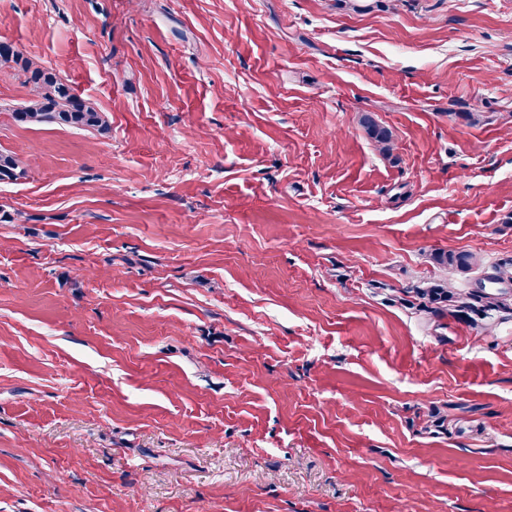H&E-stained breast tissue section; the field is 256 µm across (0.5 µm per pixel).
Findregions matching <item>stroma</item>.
I'll return each instance as SVG.
<instances>
[{
    "instance_id": "35a3bbf8",
    "label": "stroma",
    "mask_w": 512,
    "mask_h": 512,
    "mask_svg": "<svg viewBox=\"0 0 512 512\" xmlns=\"http://www.w3.org/2000/svg\"><path fill=\"white\" fill-rule=\"evenodd\" d=\"M0 43L107 124L0 74V512H512V318L404 301L512 258V0H0ZM20 67L29 85L32 99L29 104L13 112L14 120L22 124H55L90 129L106 128V122L93 103L78 96L55 73L22 60L19 53L0 43V72ZM360 124L368 136L375 142L379 151L384 155L390 154L392 150L391 131L379 125L369 114H363L360 117ZM431 256L435 264L443 267H452L463 273L472 270L474 266L478 265L477 257L467 252L437 251Z\"/></svg>"
}]
</instances>
